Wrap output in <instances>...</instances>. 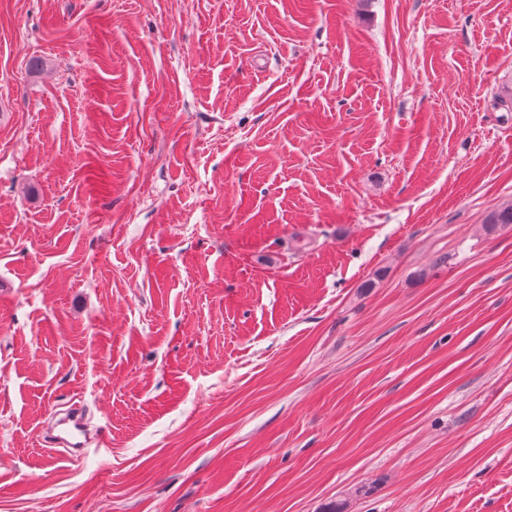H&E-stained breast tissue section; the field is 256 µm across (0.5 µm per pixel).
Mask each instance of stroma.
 Listing matches in <instances>:
<instances>
[{"label": "stroma", "mask_w": 512, "mask_h": 512, "mask_svg": "<svg viewBox=\"0 0 512 512\" xmlns=\"http://www.w3.org/2000/svg\"><path fill=\"white\" fill-rule=\"evenodd\" d=\"M509 94L512 0H0V512H512ZM58 429L51 444L64 448L70 457L80 458L88 451L91 440L87 437V413L78 404L73 405L56 422Z\"/></svg>", "instance_id": "obj_1"}]
</instances>
